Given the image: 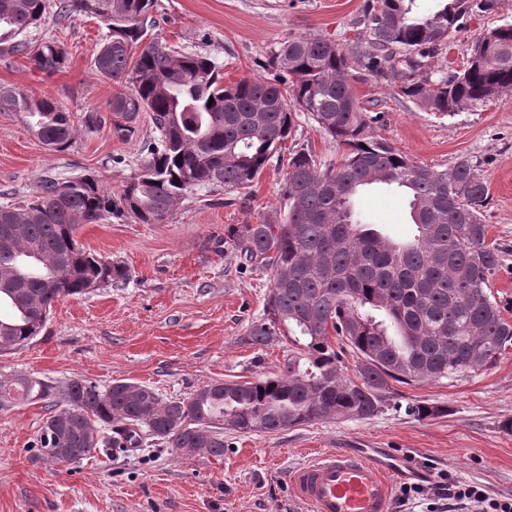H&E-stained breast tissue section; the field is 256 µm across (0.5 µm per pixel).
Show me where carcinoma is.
Instances as JSON below:
<instances>
[{"label": "carcinoma", "mask_w": 512, "mask_h": 512, "mask_svg": "<svg viewBox=\"0 0 512 512\" xmlns=\"http://www.w3.org/2000/svg\"><path fill=\"white\" fill-rule=\"evenodd\" d=\"M497 0H436L428 13L416 0H377L368 8L366 55L390 71L432 58L465 16L492 10ZM155 0H57V15L94 17L106 32L94 56L98 73L123 89L109 110L132 131L152 114L157 136L145 144L141 173L118 195L92 174L46 177L23 204L0 206V225L19 224L11 248L0 249V353L38 337L54 303L86 293L101 277L125 280V266L96 255L76 239L80 225L114 215L163 224L175 206L201 190L248 188L299 121L311 119L344 148L323 163L301 148L288 158L281 219L228 227L227 239L245 263L269 274L265 317L248 333L252 345L283 336L296 349L286 371L253 382L202 386L186 400H164L152 387L124 379L107 387L71 379L18 376L0 381V407L42 402L50 409L37 447L75 464L97 448H138L150 438L168 448L224 456V428L280 432L343 415L368 420L388 409L416 420L444 413L425 402L401 403L394 384L439 382L491 369L512 346V322L491 293L499 268L482 209L487 184L461 157L443 169L412 161L369 133L373 118L353 93L346 53L316 35L281 43L272 57L274 81L243 78L224 84L213 60L178 51L154 38ZM48 0H0V29L18 35L41 23ZM472 48L461 72L435 69L401 86L427 112L452 116L512 92V24L491 29ZM28 56L52 74L67 63L64 49L0 38V55ZM0 112H20L31 131L55 151L75 128L70 112L48 96L0 88ZM387 181L409 200L416 233L389 237L354 211L358 193ZM356 354L345 375L336 346ZM95 445L84 447L88 433ZM52 448H77L53 455Z\"/></svg>", "instance_id": "cac0c4a2"}]
</instances>
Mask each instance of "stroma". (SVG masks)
Listing matches in <instances>:
<instances>
[{
  "instance_id": "1",
  "label": "stroma",
  "mask_w": 512,
  "mask_h": 512,
  "mask_svg": "<svg viewBox=\"0 0 512 512\" xmlns=\"http://www.w3.org/2000/svg\"><path fill=\"white\" fill-rule=\"evenodd\" d=\"M369 0H156L153 36L214 59L225 84L246 77L273 78L272 53L291 36L314 34L348 56L353 92L374 113L372 131L413 161L441 168L458 158L475 163L489 197L483 210L488 241L501 252L492 283L512 321V93L452 116L437 115L399 95L401 74H372L363 57ZM512 23V0L488 14L467 17L448 36L439 60L446 71L464 69L474 41ZM102 36L97 19L48 12L26 39L57 41L68 61L61 71L33 70L26 56H0V87L23 86L69 109L76 134L63 152L49 151L17 112H0V204L33 195L45 177L95 174L119 193L136 174L153 136L149 113L131 134L118 136L108 102L114 85L93 65ZM101 123L87 131L84 117ZM286 150L339 157L336 143L300 119ZM286 167L271 161L247 189L201 190L184 199L167 223L119 218L80 225L78 241L124 265L128 280L56 301L40 336L0 354V380L30 375L46 380L87 379L106 386L126 379L185 399L216 381H254L280 374L288 345L247 344L263 318L271 282L225 243L229 225L256 224L286 211L281 186ZM364 222L394 238L412 227L406 198L371 187L356 199ZM406 401L442 407L417 421L392 410L368 420L331 417L277 433L224 432V454L187 457L148 440L116 455L94 451L82 463L61 464L34 442L48 415L43 404L0 409V512H309L289 474L333 448L407 449L422 457L423 486L447 473L512 497V346L489 370L441 382L401 387Z\"/></svg>"
}]
</instances>
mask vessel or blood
Masks as SVG:
<instances>
[{"mask_svg":"<svg viewBox=\"0 0 512 512\" xmlns=\"http://www.w3.org/2000/svg\"><path fill=\"white\" fill-rule=\"evenodd\" d=\"M414 461L410 451L339 448L296 468L289 480L311 512H390L391 478L413 475Z\"/></svg>","mask_w":512,"mask_h":512,"instance_id":"vessel-or-blood-1","label":"vessel or blood"}]
</instances>
